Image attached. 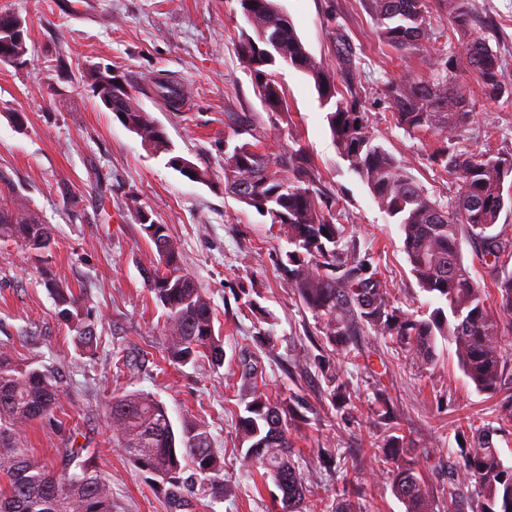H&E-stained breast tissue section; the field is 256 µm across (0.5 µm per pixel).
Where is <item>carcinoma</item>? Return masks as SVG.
<instances>
[{
    "mask_svg": "<svg viewBox=\"0 0 512 512\" xmlns=\"http://www.w3.org/2000/svg\"><path fill=\"white\" fill-rule=\"evenodd\" d=\"M250 31H242L240 54L266 110L273 115L288 111L285 93L273 67L288 65L309 75L319 98L333 104L327 121L339 154L364 181L380 209L400 225L403 250L420 289L437 304L426 318L395 306L387 279L374 266L373 257L361 252L356 240L347 239L341 208L329 204L330 194L303 148L290 145L272 161L260 151L262 136L244 112L224 113V123L254 142L224 143V193L266 218L290 249L283 270L295 296L315 320L313 339L320 353L313 358L336 412L358 410L355 390L345 379L343 364L360 359L375 372L370 351L358 337L374 334L387 339L416 367L432 364L437 337L454 346V354L468 380L484 393L508 391L501 400L498 428L458 430L461 458L448 487L438 495L427 478L437 469L429 454L411 453L385 389L376 383L368 404L375 432L370 449L405 512H457L459 486L471 487L473 512H512V466L502 461L492 436L512 428V369L502 351V338L512 334V237L496 231L503 210L512 211V192L504 183L512 175V159L486 151L474 154L455 148L461 126L470 120V87L458 80L469 73L485 98L512 96L498 53L482 34L472 30L468 0H439L450 16V28L436 30L427 20L429 0H368L379 38L399 52L417 50L428 58L430 76L391 82L390 119L408 134L434 133L443 147L431 160L458 184L450 206L433 201L409 173L410 162L375 143L365 97L352 83L354 53L344 34H336L338 67L331 71L305 48L293 23L275 0H239ZM466 38L463 51L451 47L457 35ZM446 39L450 47L439 45ZM28 30L14 40L0 34V55L15 64L26 63ZM112 71L91 70L87 79L103 105L111 93ZM151 91L177 110L191 90L176 79L154 80ZM116 118L140 138L155 155L168 156L167 165L183 177L209 180L207 170L182 163L171 142L150 113L127 96ZM135 217L153 244L158 260L144 270L149 292L164 308L163 332L168 359L175 364L224 362V341L215 326L210 298L184 268L182 249L164 224L149 211L134 206ZM480 242L479 261L494 273L492 292L480 290L473 268L466 265L460 241ZM0 240L19 242L33 249L50 248L49 225L33 210L0 205ZM55 302V315L71 332V341L84 352L96 349L97 335L91 310L85 308L68 284L57 276L47 279ZM336 355V364L330 363ZM239 368L250 383L241 399L237 436L240 468L263 470L272 482V512H307L309 489L292 459L290 430L301 416L299 399L278 398L258 387L262 376L248 352L241 353ZM63 395L51 371L21 365L10 351L0 350V512H114L112 489L94 466L85 448H67L48 464L27 448L23 430L34 421L55 419ZM112 441L137 467L165 485L170 512L188 506L194 486L214 499L224 497V459L211 447V434L201 424L184 423L174 429L166 407L142 391L118 393L104 411ZM189 476H184L186 471ZM366 491L343 486L335 512H366Z\"/></svg>",
    "mask_w": 512,
    "mask_h": 512,
    "instance_id": "1",
    "label": "carcinoma"
}]
</instances>
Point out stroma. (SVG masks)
<instances>
[{"instance_id":"1","label":"stroma","mask_w":512,"mask_h":512,"mask_svg":"<svg viewBox=\"0 0 512 512\" xmlns=\"http://www.w3.org/2000/svg\"><path fill=\"white\" fill-rule=\"evenodd\" d=\"M290 17L309 53L335 69V34L344 30L355 55L354 78L366 92L377 143L408 159L411 174L433 200L448 205L458 187L430 160L437 142L429 132L413 135L389 124L386 84L392 78L425 76L421 52H398L379 40L364 0H276ZM477 29L512 76V0H468ZM0 11L19 14L29 28L27 64H0V172L13 190L1 201L34 210L53 233L51 251L37 252L0 241V347L24 361L53 367L66 394L57 423L33 422L28 448L57 460L78 443L95 453V465L112 486L115 512H168L163 494L112 443L103 406L112 392L140 390L164 404L174 424L205 422L212 446L224 458V498L190 496L185 512H269L267 486L255 472L240 470L236 419L243 394L238 356L255 350L269 389L299 395L323 419L301 421L292 434L293 458L308 477L315 512H331L343 485L366 484L367 512H405L388 484H373L377 462L358 452L367 415L336 413L313 363L309 335L314 320L286 283L280 258L285 238L264 218L224 193V142L234 139L224 123L228 112L251 115L263 135L265 153L278 155L299 141L318 169L361 250L369 251L403 310L427 300L410 272L398 224L383 213L366 184L337 152L324 106L304 72L279 66L289 112L271 122L238 44L245 29L239 0H0ZM65 59L81 72L99 67L130 80L140 106L164 128L175 153L208 169V182L190 181L168 167L164 156L146 150L79 77L60 81L54 65ZM173 76L192 90L181 111H170L149 89L155 77ZM472 116L459 144L473 153L512 157V102L486 99L472 75ZM25 116L16 126L14 113ZM136 197L168 227L184 262L210 298L224 339V363L176 365L166 358L163 310L143 282L156 262L155 249L127 206ZM65 279L85 298L97 318L93 353L76 349L55 316L44 285L48 274ZM258 292L257 311L239 309L234 294ZM274 336L272 351L257 350L258 331ZM388 365L383 376L405 434L428 444L433 457L457 446L459 427L497 426L498 397L479 391L459 369L454 348L437 342V359L416 368L398 359L388 343L367 336ZM136 358L135 373L120 372L123 356ZM305 360L299 377L282 366ZM337 449L344 464L336 475L320 472L318 449Z\"/></svg>"}]
</instances>
